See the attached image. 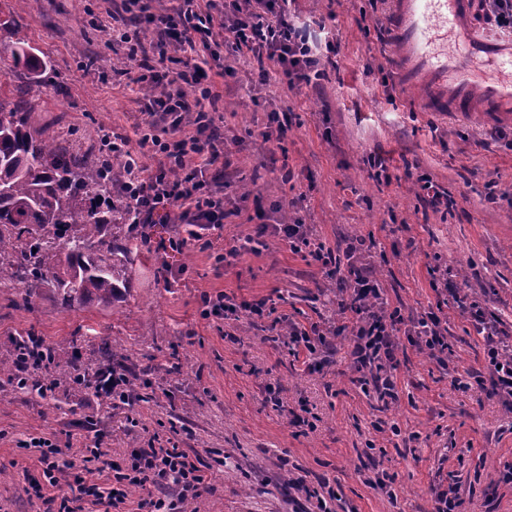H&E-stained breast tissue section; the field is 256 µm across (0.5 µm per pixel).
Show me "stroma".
<instances>
[{
    "mask_svg": "<svg viewBox=\"0 0 512 512\" xmlns=\"http://www.w3.org/2000/svg\"><path fill=\"white\" fill-rule=\"evenodd\" d=\"M300 21L322 23L340 45L312 86L288 89L275 69L229 62L215 78L224 116L223 230L203 247L184 224H165L137 261L132 288L119 302L62 305L53 288L29 302L18 281L0 282V362L13 359L17 334L33 331L56 361L80 348L95 367L103 343L119 342L134 369L138 398L109 407L92 393L59 385L51 398L23 393L0 375V512H42L31 487L41 478L36 454L20 441L52 432L86 436L114 461L153 434L197 456L206 489L194 512H312L306 488L329 480L333 512H431L433 492L454 484L464 512H512V486L498 472L512 460V406L471 388L486 374L483 340L456 306L444 309L448 356L429 357L399 335L397 401L385 405L354 381L349 337L332 339L328 362L306 365L282 341L289 325H325L336 316V289L320 262L272 231L283 216L311 225L338 256L352 239L374 241L372 260L389 308L405 318L435 309L433 268L466 265L458 285L485 298L512 336V152L499 128L425 112L419 94L398 83L376 34L367 32L368 0H297ZM0 43L39 57L36 80L13 81L35 127L69 132L99 149L109 130L129 138L144 166H157L138 145L143 94L114 30L133 27L125 0H0ZM287 113L278 144L264 134L274 113ZM380 155L387 178L372 177ZM456 198L447 213L424 211L419 177ZM497 202H489V193ZM183 239L173 249L169 240ZM274 299L282 324L240 316L207 319L202 297ZM150 401H140L141 393ZM308 409V425L293 415ZM393 476L380 488L377 476Z\"/></svg>",
    "mask_w": 512,
    "mask_h": 512,
    "instance_id": "obj_1",
    "label": "stroma"
}]
</instances>
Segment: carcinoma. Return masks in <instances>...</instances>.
Wrapping results in <instances>:
<instances>
[{
    "label": "carcinoma",
    "mask_w": 512,
    "mask_h": 512,
    "mask_svg": "<svg viewBox=\"0 0 512 512\" xmlns=\"http://www.w3.org/2000/svg\"><path fill=\"white\" fill-rule=\"evenodd\" d=\"M13 56L33 79L39 58L22 48ZM125 167L124 159L106 163L61 133L33 128L22 96L0 89V277L11 258L24 273V300L49 282L66 306L109 307L129 288L140 248L121 232L131 210L112 203ZM15 343L52 354L31 332Z\"/></svg>",
    "instance_id": "cac0c4a2"
}]
</instances>
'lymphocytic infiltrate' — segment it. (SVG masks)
I'll use <instances>...</instances> for the list:
<instances>
[{
  "label": "lymphocytic infiltrate",
  "mask_w": 512,
  "mask_h": 512,
  "mask_svg": "<svg viewBox=\"0 0 512 512\" xmlns=\"http://www.w3.org/2000/svg\"><path fill=\"white\" fill-rule=\"evenodd\" d=\"M294 0H175L166 13L152 15L163 38L145 44L139 31L120 32L126 56L139 71L136 84L157 87L156 95L144 98L139 144L158 155L156 168L149 169L133 159L128 138L111 132L103 140L113 155L128 159L127 172L118 190L130 207L135 223H153L156 213L173 214L177 223L196 228L195 239L224 224V135L206 105L212 102L213 77L198 63L201 56H216L225 50L236 58H253L280 71L289 88L320 80L321 62L336 54L335 37L314 36L296 19ZM172 59L175 68L159 73L155 59ZM194 96H187V88ZM275 232L294 251L308 250L310 256L329 265V278L341 276L336 259L324 243L313 239L303 224H280ZM451 266H443L439 280L477 333L482 336L487 360V377H476L477 388H490L506 404H512V338L505 335L499 319L486 301L461 294L452 279ZM349 291L338 303L341 324L310 329L292 327L289 341L316 360L329 337L351 334L352 355L381 398L394 400L397 367L396 337L400 331L414 336L431 357L448 349L441 317L433 312L405 320L400 310L389 309L370 261L351 266ZM84 462L98 472H111L112 485L103 489L85 484L81 477L67 481L66 491L45 497L46 512H85V505L116 508L125 500V490L137 486L146 495L139 512H178L179 503L198 498L205 478L198 461L184 449L169 447L153 437L146 447L133 449L125 466L113 465L99 448H83Z\"/></svg>",
  "instance_id": "f902f5d3"
}]
</instances>
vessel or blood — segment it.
<instances>
[{
	"label": "vessel or blood",
	"instance_id": "obj_1",
	"mask_svg": "<svg viewBox=\"0 0 512 512\" xmlns=\"http://www.w3.org/2000/svg\"><path fill=\"white\" fill-rule=\"evenodd\" d=\"M386 50L425 111L512 123V37L484 35L480 0H390Z\"/></svg>",
	"mask_w": 512,
	"mask_h": 512
}]
</instances>
